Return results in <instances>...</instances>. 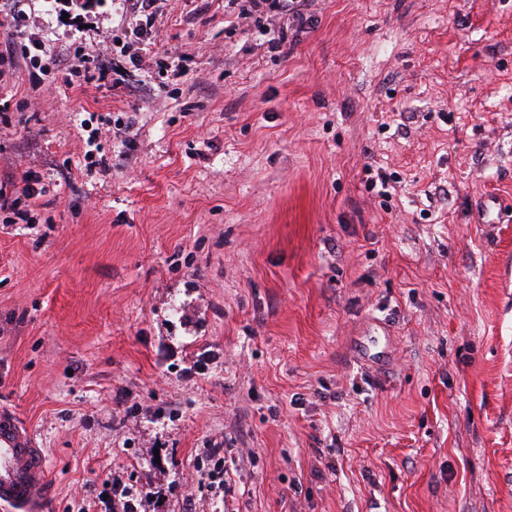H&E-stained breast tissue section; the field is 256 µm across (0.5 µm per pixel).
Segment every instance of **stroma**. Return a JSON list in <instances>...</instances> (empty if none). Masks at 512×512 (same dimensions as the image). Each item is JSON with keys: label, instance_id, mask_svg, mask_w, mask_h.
Instances as JSON below:
<instances>
[{"label": "stroma", "instance_id": "stroma-1", "mask_svg": "<svg viewBox=\"0 0 512 512\" xmlns=\"http://www.w3.org/2000/svg\"><path fill=\"white\" fill-rule=\"evenodd\" d=\"M126 11L48 39L119 55ZM304 14L274 49L158 0L128 85L9 81L0 181L48 191L0 223V405L44 512H224L213 448L235 512H512V0ZM208 462L207 477L210 480L209 485L215 489L224 486V511L233 512L234 510L229 506V501L227 499V494L231 488L229 482L231 477L229 476L227 469L224 467V458L219 455V449H213L208 456Z\"/></svg>", "mask_w": 512, "mask_h": 512}]
</instances>
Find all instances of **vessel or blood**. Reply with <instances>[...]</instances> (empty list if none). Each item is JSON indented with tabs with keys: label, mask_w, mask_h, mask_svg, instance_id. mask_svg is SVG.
<instances>
[{
	"label": "vessel or blood",
	"mask_w": 512,
	"mask_h": 512,
	"mask_svg": "<svg viewBox=\"0 0 512 512\" xmlns=\"http://www.w3.org/2000/svg\"><path fill=\"white\" fill-rule=\"evenodd\" d=\"M44 451L10 408L0 409V512H43Z\"/></svg>",
	"instance_id": "obj_1"
}]
</instances>
